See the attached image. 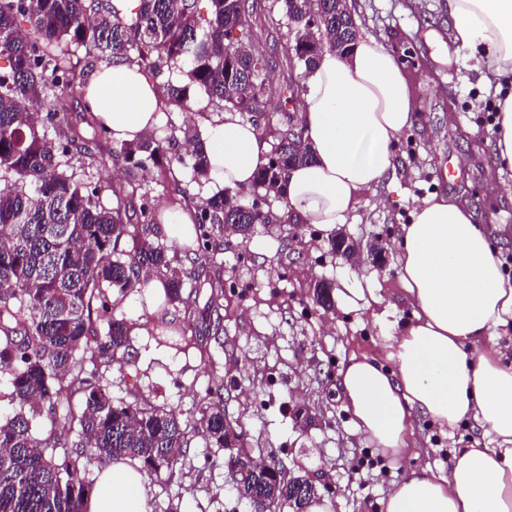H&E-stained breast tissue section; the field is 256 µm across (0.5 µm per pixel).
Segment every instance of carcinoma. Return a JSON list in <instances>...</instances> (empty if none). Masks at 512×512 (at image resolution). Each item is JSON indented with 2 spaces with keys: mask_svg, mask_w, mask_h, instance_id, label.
<instances>
[{
  "mask_svg": "<svg viewBox=\"0 0 512 512\" xmlns=\"http://www.w3.org/2000/svg\"><path fill=\"white\" fill-rule=\"evenodd\" d=\"M198 2L141 0L134 16L121 18L112 0H0V61L7 62L0 66V373L8 377L0 404L13 409L0 420V512H87L94 482L86 474L118 460L138 464L150 478L173 474L196 433L224 447L223 387L206 392L200 418L190 425L148 395L113 400L104 372L116 361L135 365L130 326L114 313L152 272L169 274L165 301L189 319L204 295L198 337L221 341L220 273L197 259L188 269L174 263L181 250L199 256L218 249L216 227L237 224L248 238L256 218L228 203L220 190L197 208L193 250L154 240L149 223L130 231L123 221L125 201L140 196L141 216L151 215L149 198L138 194L141 184L132 178L111 189L116 203L106 205L101 186L81 172L118 153L133 169L152 166L175 181L182 166L195 181H207L203 142L184 131L187 157L166 161L154 141L107 145L112 137L86 108L81 121L92 129L91 146L68 117V98H81L85 88L81 62L108 65L116 58L155 74H185L188 83L163 86L170 105L187 106L194 89L223 111H260L269 60L250 43L246 15L229 0H210L212 18L204 23ZM283 2L295 30L289 68L308 70L325 49L356 41L355 22L337 0ZM312 14L319 27L311 32ZM261 132L275 143L253 191L282 196L288 170L311 159V151L292 146L305 127L265 125ZM154 330L162 346L191 347L165 307L156 313ZM36 420L50 426L43 439L33 433ZM230 465L244 492L288 499V486L254 468L248 453Z\"/></svg>",
  "mask_w": 512,
  "mask_h": 512,
  "instance_id": "1",
  "label": "carcinoma"
}]
</instances>
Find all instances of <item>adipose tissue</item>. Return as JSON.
Masks as SVG:
<instances>
[{
  "mask_svg": "<svg viewBox=\"0 0 512 512\" xmlns=\"http://www.w3.org/2000/svg\"><path fill=\"white\" fill-rule=\"evenodd\" d=\"M446 10L458 52L440 61L474 65L495 88L494 149L500 170L512 171V0H446ZM304 82L313 159L287 173L284 190L293 220L327 233L386 179L391 147L413 125V95L396 56L372 36L347 56L325 51ZM85 100L119 143L155 130L164 106L159 87L125 62L101 67ZM198 132L213 186L250 187L268 161L259 128L236 113L202 121ZM396 265L411 321L393 334L376 314L380 356H351L339 371L355 428L393 458L415 448L416 415L444 430L470 426L494 445L454 449L444 476L428 465L412 471L382 500L384 512H512V357L491 345L512 327L500 252L466 206L433 196L402 225ZM89 512H152L140 472L122 462L104 469Z\"/></svg>",
  "mask_w": 512,
  "mask_h": 512,
  "instance_id": "obj_1",
  "label": "adipose tissue"
}]
</instances>
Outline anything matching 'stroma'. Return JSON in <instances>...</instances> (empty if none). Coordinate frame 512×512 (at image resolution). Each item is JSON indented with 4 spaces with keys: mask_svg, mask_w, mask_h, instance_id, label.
Returning a JSON list of instances; mask_svg holds the SVG:
<instances>
[{
    "mask_svg": "<svg viewBox=\"0 0 512 512\" xmlns=\"http://www.w3.org/2000/svg\"><path fill=\"white\" fill-rule=\"evenodd\" d=\"M349 12L359 36L378 38L398 56L413 91V126L393 148L386 186L363 195L338 227L361 248L375 242L383 248L387 262L372 286L393 319L403 323L411 306L396 274L395 241L417 199L436 195L464 204L491 233L512 276V191L491 188L500 180L512 184V171L500 172L495 155L493 90L473 70L442 69L433 61L441 46L453 43L444 0H351ZM248 27L272 64L269 122L284 126L293 108L283 90L287 83L301 84L303 72L289 68L283 57L294 33L280 0H257ZM222 116L207 97L195 96L186 110L163 109L155 139L167 156L184 155V129ZM138 177L153 205L173 212L213 191L185 172L175 186L151 169ZM268 209L273 223L255 225L246 240L224 235L222 250L208 257L224 278V338L210 344L211 360L193 349L175 354L157 348L153 309L140 294L119 305L118 317L131 323L137 360L134 367L115 365L106 372L113 399L145 393L186 419L208 387L223 385L226 414L240 421L255 457L282 460L293 476L329 479L337 512H382L391 485L420 464L444 476L453 449L491 446L479 431H444L419 419L415 432L428 454L394 460L355 430L341 405L337 372L351 355H376L371 313L345 307L337 297L328 308L315 303V283L326 280L342 290L351 282L352 267L312 225L284 222L289 204L274 198ZM144 487L153 512H232L236 504L223 451L199 437L187 450L182 475L148 479Z\"/></svg>",
    "mask_w": 512,
    "mask_h": 512,
    "instance_id": "1",
    "label": "stroma"
}]
</instances>
